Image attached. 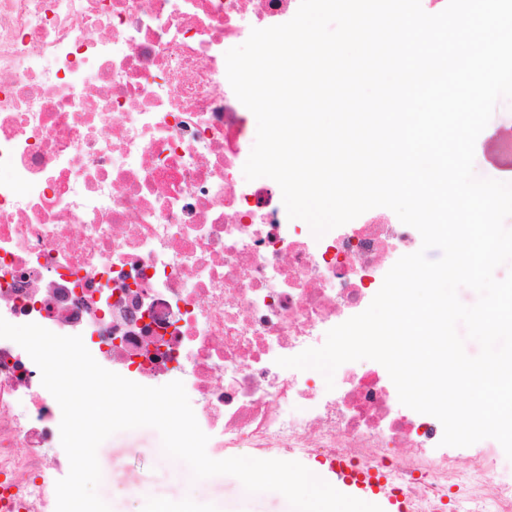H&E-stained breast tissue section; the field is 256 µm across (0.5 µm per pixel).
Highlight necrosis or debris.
Wrapping results in <instances>:
<instances>
[{"instance_id":"1","label":"necrosis or debris","mask_w":512,"mask_h":512,"mask_svg":"<svg viewBox=\"0 0 512 512\" xmlns=\"http://www.w3.org/2000/svg\"><path fill=\"white\" fill-rule=\"evenodd\" d=\"M299 2L0 0V317L81 336L138 384L182 381L212 459H346L412 512H512L497 448L442 445L380 363L341 365L331 390L276 363L322 346L422 243L385 213L315 238L277 184L246 180L225 53ZM61 418L0 338V512H55Z\"/></svg>"}]
</instances>
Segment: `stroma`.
<instances>
[{
  "mask_svg": "<svg viewBox=\"0 0 512 512\" xmlns=\"http://www.w3.org/2000/svg\"><path fill=\"white\" fill-rule=\"evenodd\" d=\"M512 135V101H500L478 136L474 172L482 178L506 180L512 172V155L500 152L498 143ZM161 437L150 427L113 434L98 448L97 458L106 478L97 491L111 512H143L144 496L174 505L176 512H289L286 499L277 492L248 497L239 492L240 482L231 475H217L189 485L176 471L178 462L161 459Z\"/></svg>",
  "mask_w": 512,
  "mask_h": 512,
  "instance_id": "obj_1",
  "label": "stroma"
}]
</instances>
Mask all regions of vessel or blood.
Masks as SVG:
<instances>
[{
  "instance_id": "b4317fda",
  "label": "vessel or blood",
  "mask_w": 512,
  "mask_h": 512,
  "mask_svg": "<svg viewBox=\"0 0 512 512\" xmlns=\"http://www.w3.org/2000/svg\"><path fill=\"white\" fill-rule=\"evenodd\" d=\"M317 476L333 485L340 492L379 505L383 512H409L408 503L401 490L387 484L383 478L372 475L349 462L312 464Z\"/></svg>"
}]
</instances>
